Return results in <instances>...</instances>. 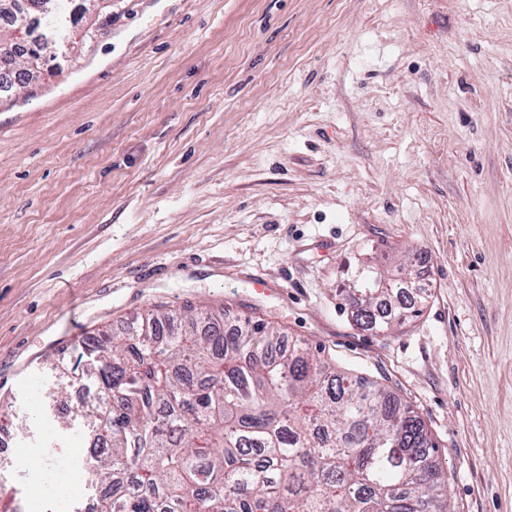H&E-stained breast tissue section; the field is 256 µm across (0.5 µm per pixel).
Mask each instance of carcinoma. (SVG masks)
<instances>
[{
	"label": "carcinoma",
	"mask_w": 512,
	"mask_h": 512,
	"mask_svg": "<svg viewBox=\"0 0 512 512\" xmlns=\"http://www.w3.org/2000/svg\"><path fill=\"white\" fill-rule=\"evenodd\" d=\"M15 2L0 25V60L27 65L29 84L52 57L40 31L59 34L73 0ZM403 280L361 263L345 289L355 321L385 332L419 316L399 312ZM158 304L80 356L103 393L84 410L108 437L95 476L113 477L100 512H454L425 422L388 386L336 365L320 347L281 346L280 327L249 318L224 328V309Z\"/></svg>",
	"instance_id": "carcinoma-1"
}]
</instances>
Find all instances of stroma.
Wrapping results in <instances>:
<instances>
[{
	"instance_id": "35a3bbf8",
	"label": "stroma",
	"mask_w": 512,
	"mask_h": 512,
	"mask_svg": "<svg viewBox=\"0 0 512 512\" xmlns=\"http://www.w3.org/2000/svg\"><path fill=\"white\" fill-rule=\"evenodd\" d=\"M410 260L393 333L338 296ZM164 303L266 319L385 381L455 512H512V0H112L0 94V497L94 436L52 360ZM75 344H68V337Z\"/></svg>"
}]
</instances>
